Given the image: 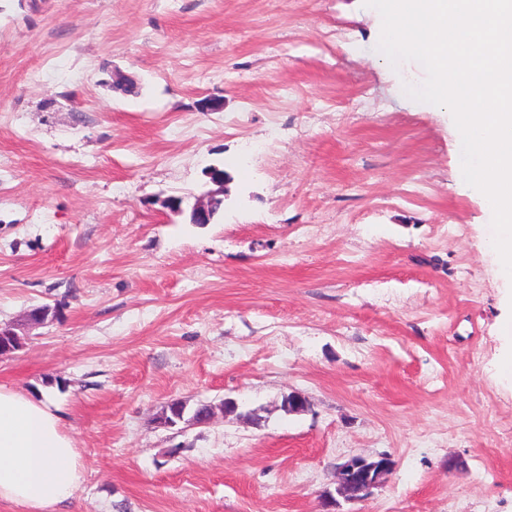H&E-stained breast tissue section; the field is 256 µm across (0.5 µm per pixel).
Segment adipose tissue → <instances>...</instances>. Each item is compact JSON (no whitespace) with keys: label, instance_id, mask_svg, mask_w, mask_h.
<instances>
[{"label":"adipose tissue","instance_id":"ef3b65f1","mask_svg":"<svg viewBox=\"0 0 512 512\" xmlns=\"http://www.w3.org/2000/svg\"><path fill=\"white\" fill-rule=\"evenodd\" d=\"M83 479L72 438L49 400L0 385V501L52 512Z\"/></svg>","mask_w":512,"mask_h":512}]
</instances>
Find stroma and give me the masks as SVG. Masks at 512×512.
<instances>
[{"instance_id": "stroma-1", "label": "stroma", "mask_w": 512, "mask_h": 512, "mask_svg": "<svg viewBox=\"0 0 512 512\" xmlns=\"http://www.w3.org/2000/svg\"><path fill=\"white\" fill-rule=\"evenodd\" d=\"M381 27L362 0H0V322L57 309L0 384L61 416L69 512H512L492 212ZM209 166L224 211L193 224L166 200ZM171 405H172V403H169L156 418L157 423L163 427H167V428L175 427L178 423L185 421V416L187 414H190V417H189V419H187V421L191 422L193 425H199V426L209 425L212 423L213 419L215 418L216 409H217L216 407L211 406L208 416L204 417V416L195 414V412L198 414L202 412L203 408L198 407L200 404H198L195 407L193 414H191L190 410H188V408H187L186 403L177 401V404L174 407V418L176 420H178V423H177L169 418L168 411H169V406H171ZM394 468L395 462L388 454L351 457L336 468V491L348 501L364 500Z\"/></svg>"}]
</instances>
